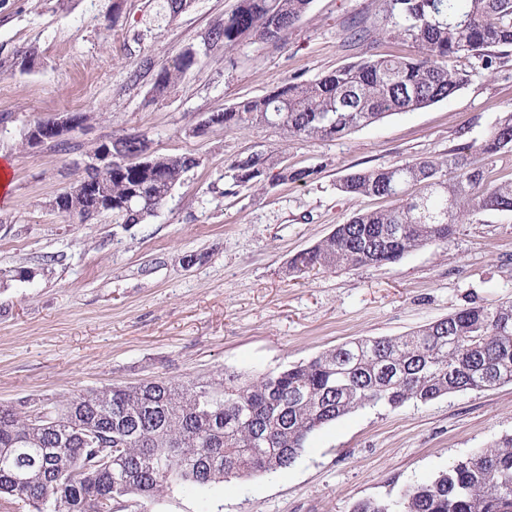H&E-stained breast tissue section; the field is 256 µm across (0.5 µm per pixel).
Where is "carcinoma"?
Segmentation results:
<instances>
[{"mask_svg":"<svg viewBox=\"0 0 512 512\" xmlns=\"http://www.w3.org/2000/svg\"><path fill=\"white\" fill-rule=\"evenodd\" d=\"M311 0H239L208 33L229 53L244 37L278 42ZM382 20H355L349 39L409 42L413 58L370 55L316 80L290 82L224 109V130L258 124L306 139L340 138L388 116L454 95L466 82L452 59L470 52L489 69L491 49L512 46V0H381ZM195 64L186 49L156 73L164 93ZM141 142L121 138L123 164L85 172L112 195V216L142 224L166 202L183 175L200 165L191 154L136 158ZM512 149V112L500 115L478 145L487 159ZM280 165L263 151L231 163V188L252 189ZM338 190L398 201L359 213L288 268L395 263L428 244L445 243L476 211H512V182L484 178L462 155L414 159L356 171ZM135 194L139 200L122 207ZM512 383V305L469 307L406 336L358 338L306 363L257 376L226 371L211 382L159 380L87 390L65 404H0V496L28 512H112L125 501L138 512L171 481L205 504L215 485L292 466L316 429L349 412L392 410L445 394ZM353 512H512V435L502 448L476 452L428 476L386 503L363 501Z\"/></svg>","mask_w":512,"mask_h":512,"instance_id":"carcinoma-1","label":"carcinoma"}]
</instances>
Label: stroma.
Segmentation results:
<instances>
[{"label":"stroma","instance_id":"35a3bbf8","mask_svg":"<svg viewBox=\"0 0 512 512\" xmlns=\"http://www.w3.org/2000/svg\"><path fill=\"white\" fill-rule=\"evenodd\" d=\"M381 0H312L282 41L243 39L230 54L209 30L237 0H195L175 19L159 0H0V404L65 403L74 394L159 379L278 370L355 339L405 336L471 306L512 302V212H480L447 242L398 263L306 273L291 257L386 199L347 196L345 175L416 158L467 154L489 179L512 180V151L476 145L512 111V47L497 64L460 55L467 76L451 98L338 139H302L255 125L191 129L209 113L313 80L376 54L412 57L408 42L348 40ZM195 65L165 93L153 71L185 48ZM34 63L21 67L26 56ZM85 116L65 146L23 147V131ZM144 135L154 154L200 160L147 223L58 213L53 199L100 142ZM275 150L305 181L266 178L224 195L229 165ZM193 265H184L186 256ZM32 271L23 281L19 271ZM512 435V383L451 393L392 411L358 409L314 431L289 468L221 485L208 503L171 484L152 512H352Z\"/></svg>","mask_w":512,"mask_h":512}]
</instances>
